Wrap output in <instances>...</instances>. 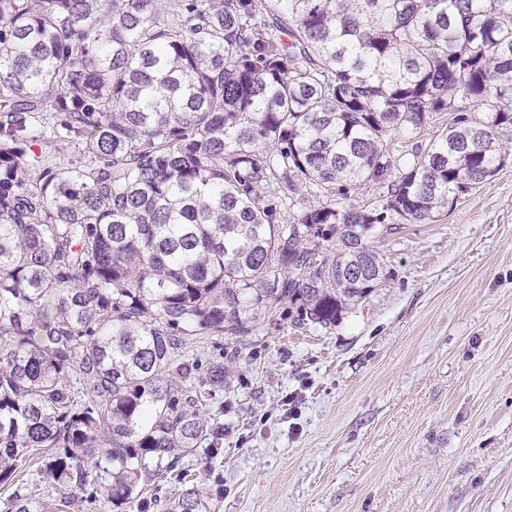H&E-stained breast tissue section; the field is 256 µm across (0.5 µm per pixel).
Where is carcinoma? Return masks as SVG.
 <instances>
[{"instance_id":"obj_1","label":"carcinoma","mask_w":512,"mask_h":512,"mask_svg":"<svg viewBox=\"0 0 512 512\" xmlns=\"http://www.w3.org/2000/svg\"><path fill=\"white\" fill-rule=\"evenodd\" d=\"M509 126L512 0H0V484L37 451L56 512H140L224 431L231 371L179 350L339 324L374 229L451 210Z\"/></svg>"}]
</instances>
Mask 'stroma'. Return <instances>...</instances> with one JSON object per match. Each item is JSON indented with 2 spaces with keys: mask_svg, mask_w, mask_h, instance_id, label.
Returning <instances> with one entry per match:
<instances>
[{
  "mask_svg": "<svg viewBox=\"0 0 512 512\" xmlns=\"http://www.w3.org/2000/svg\"><path fill=\"white\" fill-rule=\"evenodd\" d=\"M388 279L332 328L207 337L185 353L233 367L206 401L218 456L148 486L212 512H512V158L425 224L369 239ZM167 512H211V510L208 497L193 486L171 498Z\"/></svg>",
  "mask_w": 512,
  "mask_h": 512,
  "instance_id": "stroma-1",
  "label": "stroma"
}]
</instances>
